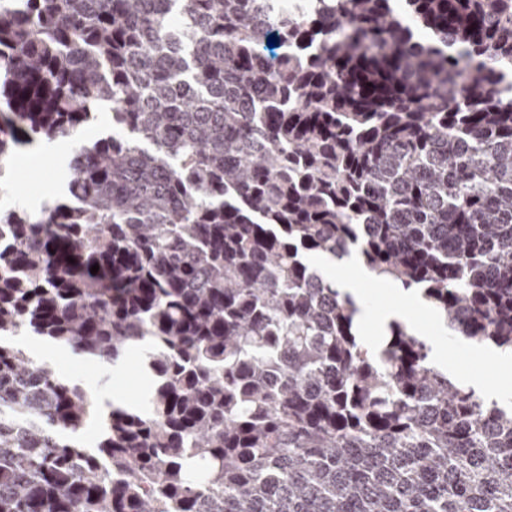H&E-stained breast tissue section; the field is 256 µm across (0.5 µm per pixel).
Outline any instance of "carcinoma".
<instances>
[{
    "instance_id": "obj_1",
    "label": "carcinoma",
    "mask_w": 512,
    "mask_h": 512,
    "mask_svg": "<svg viewBox=\"0 0 512 512\" xmlns=\"http://www.w3.org/2000/svg\"><path fill=\"white\" fill-rule=\"evenodd\" d=\"M101 101L0 212V512H512V405L400 322L371 353L307 257L512 348V0H0V157ZM21 334L144 342L148 408L77 439ZM43 143L19 150L12 159L18 161L21 158L31 155L40 157L38 165L24 166L20 168L18 173L19 186L23 189L33 191L36 194H39L36 189L37 186L49 182L48 180L57 183L60 188L64 185L65 165L60 166L54 155L46 153Z\"/></svg>"
}]
</instances>
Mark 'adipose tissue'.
Returning <instances> with one entry per match:
<instances>
[{"instance_id":"adipose-tissue-1","label":"adipose tissue","mask_w":512,"mask_h":512,"mask_svg":"<svg viewBox=\"0 0 512 512\" xmlns=\"http://www.w3.org/2000/svg\"><path fill=\"white\" fill-rule=\"evenodd\" d=\"M317 263L324 275L335 283L341 295L350 297L354 303L357 309L356 320L361 327L365 347L378 350L389 324L394 321L404 322L414 335L428 339L431 345L430 361L434 367L461 378L466 377V369L449 360L447 340L440 336H431L429 330L417 322V313L427 309L426 301L418 292L381 286V293L392 294L393 301L388 305L378 306L369 300V285L374 278L358 254H351L341 260L321 257Z\"/></svg>"}]
</instances>
